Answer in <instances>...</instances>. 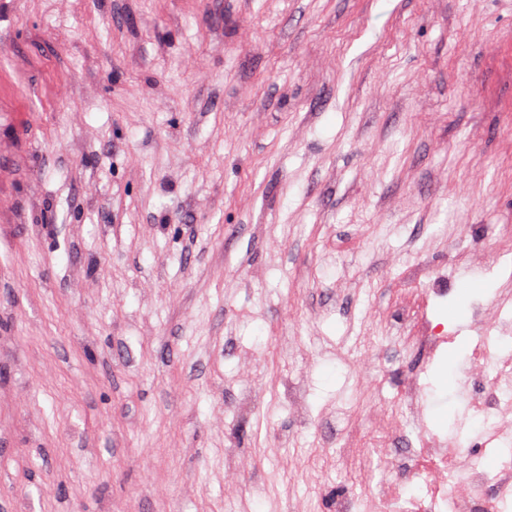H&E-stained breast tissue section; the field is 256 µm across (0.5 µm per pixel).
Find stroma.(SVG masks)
Masks as SVG:
<instances>
[{
    "label": "stroma",
    "mask_w": 512,
    "mask_h": 512,
    "mask_svg": "<svg viewBox=\"0 0 512 512\" xmlns=\"http://www.w3.org/2000/svg\"><path fill=\"white\" fill-rule=\"evenodd\" d=\"M512 0H0V502L331 512L512 316ZM428 314L448 341L406 349Z\"/></svg>",
    "instance_id": "stroma-1"
}]
</instances>
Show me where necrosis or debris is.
Returning a JSON list of instances; mask_svg holds the SVG:
<instances>
[{"instance_id":"necrosis-or-debris-1","label":"necrosis or debris","mask_w":512,"mask_h":512,"mask_svg":"<svg viewBox=\"0 0 512 512\" xmlns=\"http://www.w3.org/2000/svg\"><path fill=\"white\" fill-rule=\"evenodd\" d=\"M511 339L512 324L495 323L491 334L481 337L467 369L468 377L477 378L481 387L478 396L468 403L469 409L485 419L478 442L459 435L448 445L426 434L422 426V390L417 379L407 382L400 394L411 424L407 445L378 455L384 476L375 496L391 503L393 512H482L473 492L487 485L496 491L499 512L512 507V425L503 420L512 412V355L503 350ZM487 448L500 452L491 472L485 468L483 451ZM402 470L407 472V480L417 484L418 496L404 497L405 480L398 477Z\"/></svg>"}]
</instances>
